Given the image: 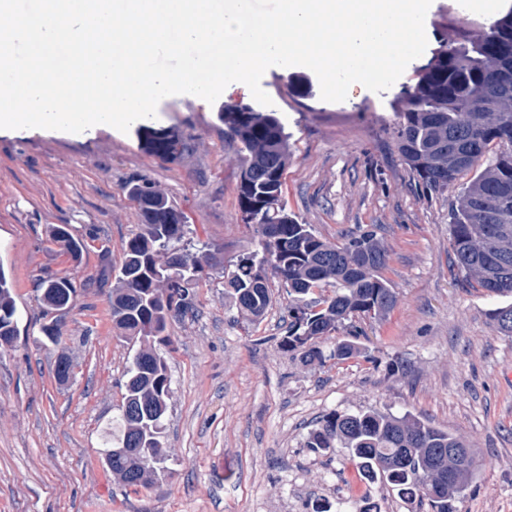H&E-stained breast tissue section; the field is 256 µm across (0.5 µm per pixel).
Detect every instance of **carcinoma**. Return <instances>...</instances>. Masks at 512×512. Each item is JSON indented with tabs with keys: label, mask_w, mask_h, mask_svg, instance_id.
<instances>
[{
	"label": "carcinoma",
	"mask_w": 512,
	"mask_h": 512,
	"mask_svg": "<svg viewBox=\"0 0 512 512\" xmlns=\"http://www.w3.org/2000/svg\"><path fill=\"white\" fill-rule=\"evenodd\" d=\"M224 134L239 145L238 206L244 223L258 237V249L240 257L226 275L225 289L247 322L261 320L272 303L268 273L288 288V335L282 345L305 363L329 356L347 360L362 354L349 337L336 340L329 355L321 340L347 329L355 317L385 319L397 295L383 271L388 250L372 225L357 226L337 245L318 236L288 212L283 176L290 160L288 133L275 112L228 103L219 113ZM144 150L167 158L171 145L187 143L171 127L140 125ZM398 152L419 183L432 193L455 187L475 171L449 214V245L468 280L495 296L512 297V11L474 37L440 42L417 81L404 94L395 126ZM142 224L125 244L110 300L112 323L139 344L125 372V394L118 418L121 436L108 442L104 464L126 488L127 476L139 488L157 479L166 455L162 442L171 376L165 357L152 344L165 340L170 319L195 306L204 277L203 256L185 242L186 220L163 224L160 212L181 214L151 182L127 186ZM53 242L77 259L84 244L68 228L54 225ZM333 285V295L320 290ZM41 301L64 311L75 289L66 277L49 276L38 285ZM17 308L0 270V337L16 336ZM497 330L512 336V304L491 312ZM315 451L344 448L359 480H384L435 512L476 475V463L459 471L450 448H463L457 436L410 415L378 411L332 413L308 438Z\"/></svg>",
	"instance_id": "carcinoma-1"
}]
</instances>
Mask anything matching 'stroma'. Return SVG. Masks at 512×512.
Segmentation results:
<instances>
[{
    "label": "stroma",
    "instance_id": "35a3bbf8",
    "mask_svg": "<svg viewBox=\"0 0 512 512\" xmlns=\"http://www.w3.org/2000/svg\"><path fill=\"white\" fill-rule=\"evenodd\" d=\"M471 0H432L427 49L387 90L354 85L346 100H322L304 66L268 68L261 86L288 133L287 208L323 239L374 225L390 251L384 272L398 303L386 321L357 319L364 356L303 364L281 345L288 296L270 277L274 303L261 323L237 319L224 271L257 248L237 202L240 154L218 119L225 104L253 103L247 86L214 103L174 95L155 126L175 127L191 146L170 161L145 153L135 131L100 125L80 133H0V269L17 307V337L0 349V512H432L390 484L355 478L342 449L307 448L332 412L376 408L446 430L476 453L478 474L453 512H512V336L492 309L511 300L470 283L453 262L448 214L456 190L426 192L393 138L399 96L440 39L489 26ZM145 178L209 243L215 265L197 290L194 314L171 319L158 350L172 394L164 432L166 471L126 492L101 452L121 413L123 371L134 352L112 325L115 269L140 217L125 186ZM68 226L85 244L72 259L49 235ZM66 276L76 288L58 344L39 343L50 317L38 282ZM71 361L55 374L58 353Z\"/></svg>",
    "mask_w": 512,
    "mask_h": 512
}]
</instances>
